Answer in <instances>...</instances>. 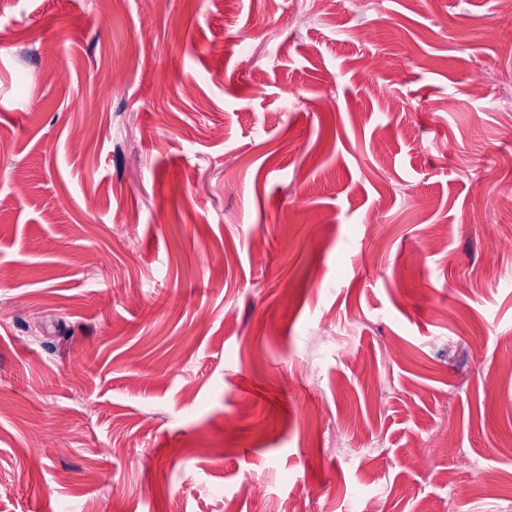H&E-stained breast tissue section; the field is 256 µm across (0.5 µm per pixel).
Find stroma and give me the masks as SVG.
Segmentation results:
<instances>
[{
	"mask_svg": "<svg viewBox=\"0 0 512 512\" xmlns=\"http://www.w3.org/2000/svg\"><path fill=\"white\" fill-rule=\"evenodd\" d=\"M308 9L0 0V512H512V14Z\"/></svg>",
	"mask_w": 512,
	"mask_h": 512,
	"instance_id": "1",
	"label": "stroma"
}]
</instances>
